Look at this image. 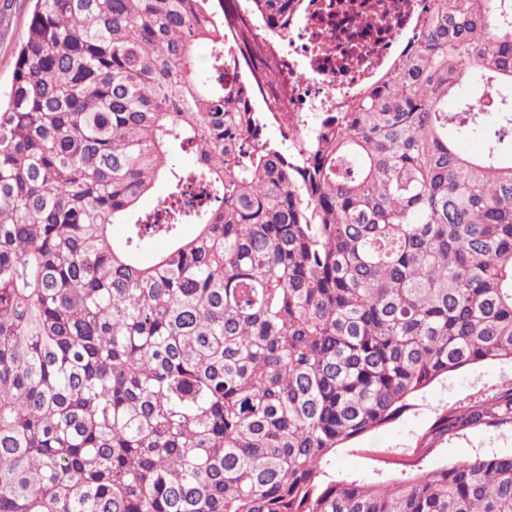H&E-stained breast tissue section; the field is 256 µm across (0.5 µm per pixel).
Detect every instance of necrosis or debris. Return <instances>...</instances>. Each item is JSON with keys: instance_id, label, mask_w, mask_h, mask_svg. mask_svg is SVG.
Masks as SVG:
<instances>
[{"instance_id": "1", "label": "necrosis or debris", "mask_w": 512, "mask_h": 512, "mask_svg": "<svg viewBox=\"0 0 512 512\" xmlns=\"http://www.w3.org/2000/svg\"><path fill=\"white\" fill-rule=\"evenodd\" d=\"M224 0V76L250 80L253 108L310 125L378 85L415 47L431 0H299L287 32ZM275 70L280 80H265Z\"/></svg>"}]
</instances>
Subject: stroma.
<instances>
[{
	"instance_id": "1",
	"label": "stroma",
	"mask_w": 512,
	"mask_h": 512,
	"mask_svg": "<svg viewBox=\"0 0 512 512\" xmlns=\"http://www.w3.org/2000/svg\"><path fill=\"white\" fill-rule=\"evenodd\" d=\"M27 0H12L0 21V91L8 86L14 69V52L28 22ZM512 383V363L483 361L449 373L416 395L392 423L337 449L326 466L339 480L389 482L405 479L401 461L411 459L418 437L438 412L467 404L476 396L492 395ZM512 454L511 429H477L440 444L421 463L422 468L450 466L478 456Z\"/></svg>"
}]
</instances>
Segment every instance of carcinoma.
<instances>
[{"label":"carcinoma","mask_w":512,"mask_h":512,"mask_svg":"<svg viewBox=\"0 0 512 512\" xmlns=\"http://www.w3.org/2000/svg\"><path fill=\"white\" fill-rule=\"evenodd\" d=\"M291 2L252 7L286 35ZM222 8L34 0L0 92V512H512V454L322 469L434 381L512 362V99L448 111L470 76L512 89V0H433L388 78L279 141L224 82ZM481 427L512 429V383L416 451Z\"/></svg>","instance_id":"cac0c4a2"}]
</instances>
